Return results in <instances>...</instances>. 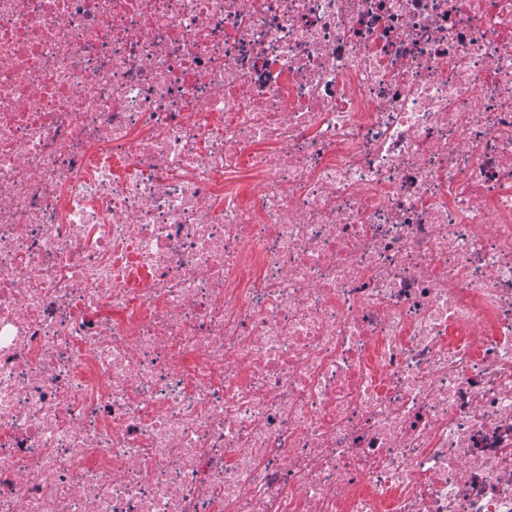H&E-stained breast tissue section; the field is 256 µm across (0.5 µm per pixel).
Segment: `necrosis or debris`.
Here are the masks:
<instances>
[{"instance_id": "obj_1", "label": "necrosis or debris", "mask_w": 512, "mask_h": 512, "mask_svg": "<svg viewBox=\"0 0 512 512\" xmlns=\"http://www.w3.org/2000/svg\"><path fill=\"white\" fill-rule=\"evenodd\" d=\"M0 512H512V0H0Z\"/></svg>"}]
</instances>
